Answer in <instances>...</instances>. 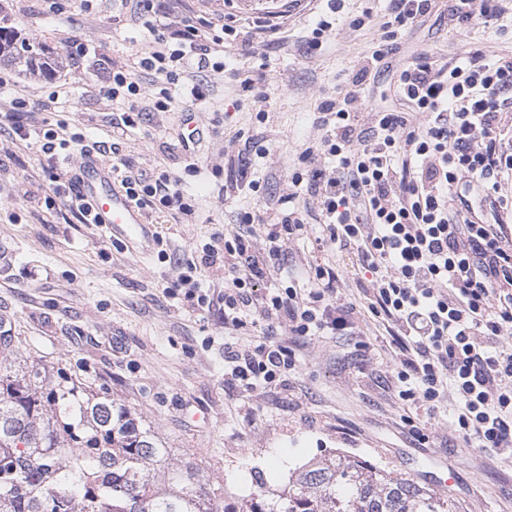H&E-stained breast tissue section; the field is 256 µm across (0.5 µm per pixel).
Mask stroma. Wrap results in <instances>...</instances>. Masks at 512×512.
<instances>
[{
  "label": "stroma",
  "instance_id": "1",
  "mask_svg": "<svg viewBox=\"0 0 512 512\" xmlns=\"http://www.w3.org/2000/svg\"><path fill=\"white\" fill-rule=\"evenodd\" d=\"M389 5L346 0L326 51L316 57L299 46L316 22L309 14L291 23L287 40L267 37L255 52L226 57L223 72L205 81L206 99L194 104L204 131L195 147L196 173L161 150L162 142L177 141L184 102L170 112L144 114L137 128L116 136L104 121L111 102L88 92L74 70L42 80L21 76L17 87L0 91V113L19 87L44 98L65 82L73 93L64 112L30 114L29 140L17 143L0 131V318L10 323L15 343L107 387L239 508L259 488L282 487L293 469L341 454L432 491L448 481L443 497L455 512H512V461L451 434V402H442L433 415L419 412L414 426L405 424L388 336L378 323H368L359 336L305 339L287 387L246 391L224 375V344L242 348L251 336L225 329L218 308H194L164 294L178 268L160 261V251L193 258L213 234L234 227L238 213L256 207L249 191L227 199L218 193L227 156L244 148L239 133L254 135L269 150L267 158L254 161L264 195L288 194V176L300 166L304 143L321 135L314 123L317 105L340 91L372 49V32L350 28L351 16L368 8L380 19ZM0 13L21 37L66 55L85 46L108 66L130 63L152 39L146 23L126 22L121 0H71L62 14L52 12L48 0H0ZM503 25L494 35L479 26L458 29L448 19L446 0H437L392 61L421 50L446 61L475 45L492 58L510 54L512 15ZM260 61L269 94L263 114L239 87L241 72ZM60 119L89 139L116 141L119 153L105 155L106 163L119 157L137 169L179 173L185 199L199 205L194 223L149 209L145 235L133 240L101 224L62 223L28 192L41 173L39 131ZM321 231L313 225L310 236L288 243L284 277L300 279L306 261L318 256L336 263L344 296L363 301L356 254L317 253L314 238Z\"/></svg>",
  "mask_w": 512,
  "mask_h": 512
}]
</instances>
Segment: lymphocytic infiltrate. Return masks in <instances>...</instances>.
<instances>
[{
  "instance_id": "obj_1",
  "label": "lymphocytic infiltrate",
  "mask_w": 512,
  "mask_h": 512,
  "mask_svg": "<svg viewBox=\"0 0 512 512\" xmlns=\"http://www.w3.org/2000/svg\"><path fill=\"white\" fill-rule=\"evenodd\" d=\"M434 0H391L383 22L371 11L351 17L355 29L372 28L376 43L344 91L322 100L320 140L301 152L305 172L291 175L292 192L276 203L240 215L238 224L213 236L196 259L180 261L181 273L164 289L170 299L207 306L198 278H223L224 326L259 328L255 345L224 346L229 380L245 390L283 385L296 367V349L311 336L361 331L365 316L384 324L393 350L398 396L405 406L435 411L454 406L450 428L479 447L512 454V345L500 336L512 328V56L488 59L469 49L463 61H439L428 52L393 66L406 33L428 14ZM451 22L497 31L511 12L505 0H450ZM152 15L153 39L132 64L108 73L106 96L121 101L107 114L113 132L135 127L143 112L171 111L176 96L204 93L199 77L223 69L222 58L238 53L242 25H198L187 0H130L129 16ZM386 72L395 104L374 105L369 124L357 112L367 98V79ZM165 83L147 96L142 75ZM69 90L60 86L47 100L15 97L0 114V128L16 140L31 136L29 112L62 108ZM44 173L69 224L94 216L74 197L60 162L61 151L109 153L106 142H87L74 125L56 122L43 135ZM136 207L158 208L190 220L175 173L140 169L121 179ZM316 196L323 237L318 247L355 250L369 273L364 304L342 299L335 265L313 260L304 282L278 283L286 245L308 234L301 194ZM264 247H256V238Z\"/></svg>"
}]
</instances>
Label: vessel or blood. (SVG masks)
Instances as JSON below:
<instances>
[{
	"label": "vessel or blood",
	"instance_id": "obj_1",
	"mask_svg": "<svg viewBox=\"0 0 512 512\" xmlns=\"http://www.w3.org/2000/svg\"><path fill=\"white\" fill-rule=\"evenodd\" d=\"M72 193L87 202L97 223L108 228H121L126 237L143 234L147 222L131 203L109 164L95 155L83 157L76 165L71 184Z\"/></svg>",
	"mask_w": 512,
	"mask_h": 512
}]
</instances>
